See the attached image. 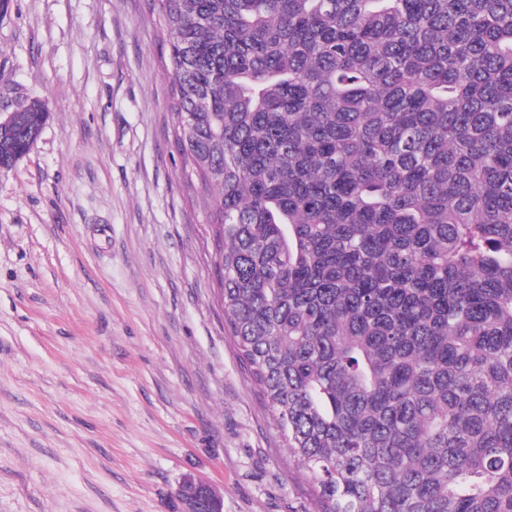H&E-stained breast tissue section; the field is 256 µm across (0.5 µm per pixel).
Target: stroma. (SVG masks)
<instances>
[{
    "label": "stroma",
    "mask_w": 512,
    "mask_h": 512,
    "mask_svg": "<svg viewBox=\"0 0 512 512\" xmlns=\"http://www.w3.org/2000/svg\"><path fill=\"white\" fill-rule=\"evenodd\" d=\"M148 0H6L0 113L51 115L0 167V512H315L224 326ZM192 483V484H187ZM186 484V485H184ZM202 485L204 487H209L214 492V496L212 498L211 504L213 510L211 511H199L198 506L195 503H184L180 500L179 492L181 487L182 488V496L186 499H197L201 500L204 498H209L206 491L202 488H199L195 485ZM176 497L179 500L181 511L182 512H223V498L221 495L216 491V489L208 482L203 481L197 477H195L192 474H186L181 482L179 483L177 490H176Z\"/></svg>",
    "instance_id": "1"
}]
</instances>
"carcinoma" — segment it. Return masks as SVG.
<instances>
[{"label":"carcinoma","mask_w":512,"mask_h":512,"mask_svg":"<svg viewBox=\"0 0 512 512\" xmlns=\"http://www.w3.org/2000/svg\"><path fill=\"white\" fill-rule=\"evenodd\" d=\"M224 320L316 512H512V0H150ZM50 116L18 106L0 167Z\"/></svg>","instance_id":"cac0c4a2"}]
</instances>
